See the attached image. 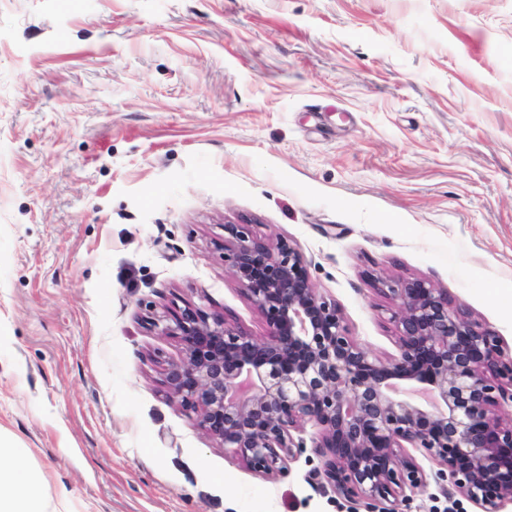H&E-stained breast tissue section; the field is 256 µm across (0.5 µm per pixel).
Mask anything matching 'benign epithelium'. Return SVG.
I'll use <instances>...</instances> for the list:
<instances>
[{
  "label": "benign epithelium",
  "mask_w": 512,
  "mask_h": 512,
  "mask_svg": "<svg viewBox=\"0 0 512 512\" xmlns=\"http://www.w3.org/2000/svg\"><path fill=\"white\" fill-rule=\"evenodd\" d=\"M224 264L266 319L252 336L187 307L161 332L183 355L164 386L196 413L206 434L269 479L312 448L323 478L344 497L399 512L426 487L407 449L447 468L448 482L479 512L512 504V357L500 337L424 279L374 280L390 297L398 354L379 358L350 336L336 303L313 288L288 241L226 224Z\"/></svg>",
  "instance_id": "7a95c632"
}]
</instances>
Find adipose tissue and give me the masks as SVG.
Segmentation results:
<instances>
[{"mask_svg":"<svg viewBox=\"0 0 512 512\" xmlns=\"http://www.w3.org/2000/svg\"><path fill=\"white\" fill-rule=\"evenodd\" d=\"M10 461L0 465V512H55L27 466V451L11 446Z\"/></svg>","mask_w":512,"mask_h":512,"instance_id":"ef3b65f1","label":"adipose tissue"}]
</instances>
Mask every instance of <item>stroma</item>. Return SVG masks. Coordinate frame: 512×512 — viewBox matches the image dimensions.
Listing matches in <instances>:
<instances>
[{
    "label": "stroma",
    "mask_w": 512,
    "mask_h": 512,
    "mask_svg": "<svg viewBox=\"0 0 512 512\" xmlns=\"http://www.w3.org/2000/svg\"><path fill=\"white\" fill-rule=\"evenodd\" d=\"M228 224L287 239L376 356L381 275L512 355V0H0V437L57 512H365L163 386L173 313L266 332ZM412 455L402 512H477Z\"/></svg>",
    "instance_id": "1"
}]
</instances>
